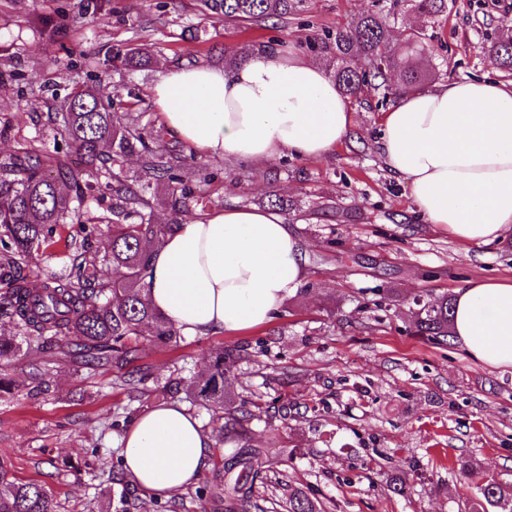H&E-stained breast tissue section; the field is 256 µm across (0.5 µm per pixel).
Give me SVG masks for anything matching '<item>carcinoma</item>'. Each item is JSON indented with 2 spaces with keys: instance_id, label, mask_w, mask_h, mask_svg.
<instances>
[{
  "instance_id": "obj_1",
  "label": "carcinoma",
  "mask_w": 512,
  "mask_h": 512,
  "mask_svg": "<svg viewBox=\"0 0 512 512\" xmlns=\"http://www.w3.org/2000/svg\"><path fill=\"white\" fill-rule=\"evenodd\" d=\"M418 12L435 18L448 12V0H408ZM305 0H203L209 10L224 15V22L242 27L277 29L303 11ZM399 0L387 13L362 15L350 27L325 34L321 48L336 60L333 77L349 98L360 100L368 89L383 90L382 99L417 90L426 79L416 62L424 51L423 31L394 30L391 17ZM501 68L512 74V35L491 47ZM112 67L146 65L139 48L117 47L110 52ZM400 83L391 85L394 75ZM63 136L71 162L58 178L42 170L40 156L13 155L0 162V322L15 334L0 336V366L29 357L32 393L49 391L51 377L42 368L43 355L57 351L85 368L107 364L123 371L120 381L142 391L149 374L133 367L140 359L135 342L143 336L155 348L180 341V333L159 311L143 302L151 271V250L188 211L187 202L206 207L210 172L190 185L183 176L184 159L150 145L152 137L138 128L123 126L90 88L78 89L63 102ZM137 153L143 157V173L131 178L124 166ZM105 178L112 191V240L104 253L84 242L69 256L66 276L49 277L40 288H29L26 268L71 213L72 197L91 188L86 175ZM164 189V205L170 210L165 224L155 222V201ZM413 333L437 344L451 336L453 298L444 293L417 298ZM243 359L242 350L220 347L211 353L205 375L197 378L171 375L159 391L171 399L185 394L192 405L214 408L224 415V478L203 487L209 495L224 498L230 509L268 512L253 497L259 471L254 466L256 449H246L242 436L254 414L246 402L224 393V376ZM460 470L477 477L478 499L474 512H512V484L477 473L470 462ZM0 512H54L49 490L38 482L17 479L11 463L0 456ZM288 512H320L317 502L302 490L290 498Z\"/></svg>"
}]
</instances>
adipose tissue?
<instances>
[{
    "mask_svg": "<svg viewBox=\"0 0 512 512\" xmlns=\"http://www.w3.org/2000/svg\"><path fill=\"white\" fill-rule=\"evenodd\" d=\"M151 97L197 156L247 164L323 158L352 126L327 67L279 47L226 68L165 67ZM379 152L427 223L467 245L512 235V81L462 79L403 95L383 114ZM305 254L279 212L215 211L154 248L145 298L185 335L263 326L297 293ZM452 332L473 360L512 367V283L456 289ZM212 443L184 406L160 403L128 427L122 464L147 494L167 497L199 481Z\"/></svg>",
    "mask_w": 512,
    "mask_h": 512,
    "instance_id": "ef3b65f1",
    "label": "adipose tissue"
}]
</instances>
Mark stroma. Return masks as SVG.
<instances>
[{
    "instance_id": "stroma-1",
    "label": "stroma",
    "mask_w": 512,
    "mask_h": 512,
    "mask_svg": "<svg viewBox=\"0 0 512 512\" xmlns=\"http://www.w3.org/2000/svg\"><path fill=\"white\" fill-rule=\"evenodd\" d=\"M390 0H307L287 27L241 30L201 0H109L86 13L83 0H0V157L37 152L48 170L68 164L57 112L63 96L94 87L123 124L139 121L162 145L189 148L161 122L150 88L162 66H220L225 53L250 51L271 38L290 45L348 26ZM512 18V0H450L431 20L408 9L399 27L420 25L429 41L420 64L437 83L511 75L492 65L489 47ZM64 34L55 43L51 24ZM144 44L149 66L105 68L112 46ZM390 107L380 94L353 103V133L327 157L244 165L221 157L213 172V209L261 205L275 192L295 203L287 220L307 245V276L267 325L227 336H187L140 361L155 384L174 373L205 372L221 346L248 356L224 381L230 394L258 404L250 447L265 480L256 494L272 512H288L301 488L322 512H471L474 482L458 460L512 483V368L474 362L455 342L413 335L414 299L455 293L466 281L512 282V236L480 247L458 243L416 212L409 189L384 167L378 137ZM112 195L97 188L72 204L31 265L29 283L65 273L71 244L108 246ZM49 394L31 381L0 393V455L17 478L48 487L55 512H119L121 496L138 512H227L222 499L195 487L155 498L125 475L121 438L133 419L161 403L145 391L129 399L112 368L75 370L52 361ZM405 482L407 493L394 494Z\"/></svg>"
}]
</instances>
